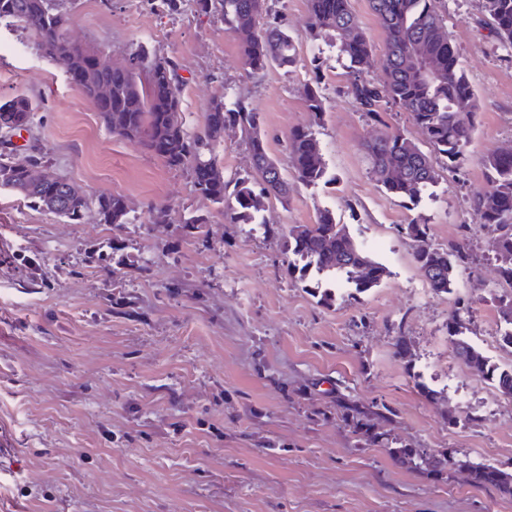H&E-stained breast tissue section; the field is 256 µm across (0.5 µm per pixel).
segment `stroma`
<instances>
[{"mask_svg": "<svg viewBox=\"0 0 512 512\" xmlns=\"http://www.w3.org/2000/svg\"><path fill=\"white\" fill-rule=\"evenodd\" d=\"M350 6L373 49L367 75L382 78L383 30L369 0ZM433 6L477 118L452 171L409 113L385 114V128L420 144L439 173L412 202L371 173L364 147L380 128L350 95L335 50L308 41L307 0H273L298 62L255 78L218 15L160 0H68L70 36L113 61L140 46L176 60L187 131L204 124L214 96L244 98L292 178L288 136L314 125L333 180L294 182L284 203L268 198L262 230L226 223L189 167L112 134L33 35L0 22V97H31V138L50 169L87 195L124 196L131 218L104 224L91 212L73 223L0 189V439L10 450L0 512H512V496L453 474L433 480L358 446L336 413L340 392L386 404L411 447L512 472V398L474 375L448 334L469 303L468 338L512 364L492 303L512 287L470 207L486 187L484 158L512 145V48L491 32L481 0ZM313 82L324 93L317 122L302 96ZM218 163L228 179L249 173L239 130L225 131ZM158 208L166 223H155ZM323 209L387 270L378 287L331 305L289 273L283 247ZM198 215L207 223L193 238L185 224ZM411 222L428 225L434 246L464 240L472 262L457 268L452 292L432 290L414 241L398 235Z\"/></svg>", "mask_w": 512, "mask_h": 512, "instance_id": "obj_1", "label": "stroma"}]
</instances>
